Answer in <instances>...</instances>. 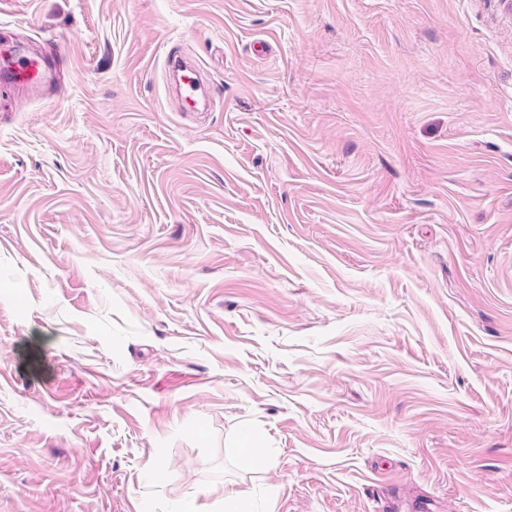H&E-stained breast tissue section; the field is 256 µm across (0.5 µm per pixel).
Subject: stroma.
I'll return each instance as SVG.
<instances>
[{"label":"stroma","mask_w":512,"mask_h":512,"mask_svg":"<svg viewBox=\"0 0 512 512\" xmlns=\"http://www.w3.org/2000/svg\"><path fill=\"white\" fill-rule=\"evenodd\" d=\"M15 46L0 512H512V0H0ZM165 63L168 70L178 76L181 100L184 102L187 109H193L192 104L196 103L197 92L199 90L198 71L196 69H190L191 72H187L184 67L183 56L176 52L169 53ZM43 80V71L37 59L17 56L1 70V84L6 87H38Z\"/></svg>","instance_id":"35a3bbf8"}]
</instances>
